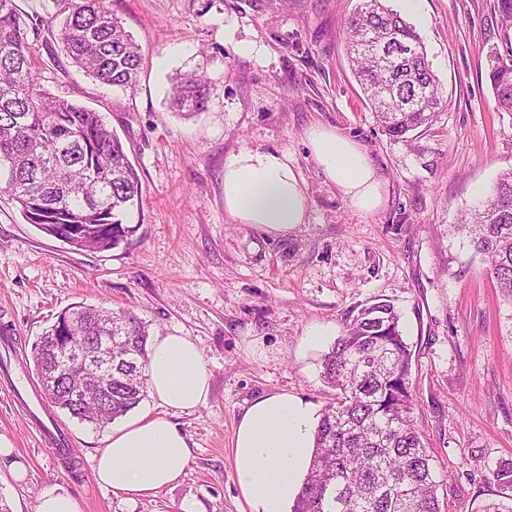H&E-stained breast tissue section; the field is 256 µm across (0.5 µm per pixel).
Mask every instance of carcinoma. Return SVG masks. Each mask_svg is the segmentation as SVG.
<instances>
[{"mask_svg": "<svg viewBox=\"0 0 512 512\" xmlns=\"http://www.w3.org/2000/svg\"><path fill=\"white\" fill-rule=\"evenodd\" d=\"M55 12L22 13L16 0H0V194L12 197L23 217L76 249L107 251L136 232L123 222L142 200L139 175L102 115L44 90L33 69L29 36L56 44L70 63L99 83L135 85L142 48L125 30L109 0H52ZM512 40V0H496ZM59 23H53V20ZM352 70L382 132L401 139L432 122L442 104L439 81L415 28L386 0H361L346 20ZM495 108L512 113V47L490 51L487 72ZM209 80L186 73L172 80L170 105L202 112ZM457 231L490 264L495 287L512 298V169L503 172L484 202L460 215ZM112 328V364L102 411L90 390L74 402L51 371L64 349L38 350L35 371L48 383L43 400L82 422L105 428L146 396L149 331L129 310L78 304L56 316L39 338L66 343ZM412 353L399 316L387 302L366 308L323 358L322 380L336 399L315 432L309 472L293 512H443L429 454L413 417ZM499 499L477 512H512V466L494 473Z\"/></svg>", "mask_w": 512, "mask_h": 512, "instance_id": "obj_1", "label": "carcinoma"}]
</instances>
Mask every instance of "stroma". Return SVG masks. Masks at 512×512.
I'll return each instance as SVG.
<instances>
[{
    "label": "stroma",
    "mask_w": 512,
    "mask_h": 512,
    "mask_svg": "<svg viewBox=\"0 0 512 512\" xmlns=\"http://www.w3.org/2000/svg\"><path fill=\"white\" fill-rule=\"evenodd\" d=\"M495 0H420L406 20L420 35L446 104L432 125L393 140L379 129L343 40L360 0H112L143 51L138 80L112 89L34 42L45 89L101 112L126 145L142 201L125 244L88 252L27 223L0 195V325L11 330L12 378L36 383L32 355L56 315L76 303L128 309L151 335L178 332L210 376L204 405L162 410L145 398L130 418L165 414L185 434L180 481L133 501L98 484L106 430L66 415L58 424L77 461L64 468L0 383V499L36 512L48 488L81 512H248L233 466L239 415L285 391L324 412L335 396L322 358L361 309L391 302L413 352L414 419L446 483L452 512L494 498L512 465V298L494 286L453 224L512 169V114L497 111L490 50L506 44ZM253 52H243V45ZM211 79L205 111H172L176 75ZM336 129L370 155L385 203L353 208L312 156V126ZM250 148L287 153L304 182L305 224L272 239L224 210V163ZM322 327L320 344L308 331ZM23 479H15L16 468Z\"/></svg>",
    "instance_id": "obj_1"
}]
</instances>
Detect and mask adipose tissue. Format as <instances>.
<instances>
[{
    "label": "adipose tissue",
    "mask_w": 512,
    "mask_h": 512,
    "mask_svg": "<svg viewBox=\"0 0 512 512\" xmlns=\"http://www.w3.org/2000/svg\"><path fill=\"white\" fill-rule=\"evenodd\" d=\"M312 155L358 211L384 202L383 184L367 152L321 126L308 131ZM224 209L239 224L285 237L305 223L308 197L287 154L243 149L224 163ZM147 384L163 407L190 410L206 403L209 374L187 336L156 337L148 351ZM319 421L310 403L285 391L269 393L240 415L232 440L234 470L249 512H290L309 470ZM190 459L189 443L157 416L114 431L96 461L100 485L128 499L177 482Z\"/></svg>",
    "instance_id": "adipose-tissue-1"
}]
</instances>
